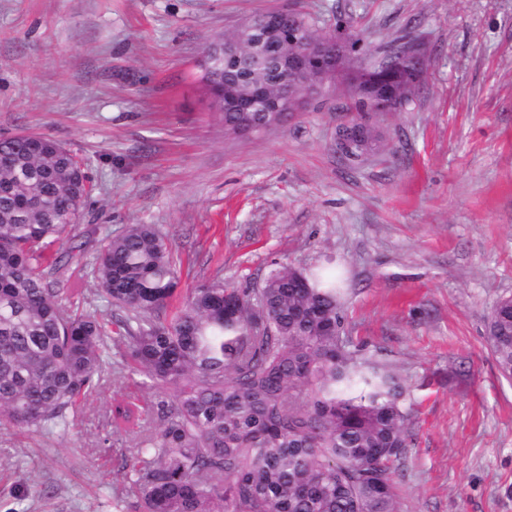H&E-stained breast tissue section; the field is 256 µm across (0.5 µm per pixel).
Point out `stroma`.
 I'll return each mask as SVG.
<instances>
[{
    "mask_svg": "<svg viewBox=\"0 0 512 512\" xmlns=\"http://www.w3.org/2000/svg\"><path fill=\"white\" fill-rule=\"evenodd\" d=\"M295 8L320 30L353 19L365 53L407 30L429 59L378 148L334 145L340 92L286 126L225 132L199 82L205 41ZM44 134L91 192L75 244L94 268L131 224L166 234L181 285L258 286L280 265L346 278V333L406 379L416 419L393 475L402 512H512V380L485 320L512 293V0H0V137ZM170 393L122 370L68 431L0 421V512H128L120 399Z\"/></svg>",
    "mask_w": 512,
    "mask_h": 512,
    "instance_id": "1",
    "label": "stroma"
}]
</instances>
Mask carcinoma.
<instances>
[{"label":"carcinoma","mask_w":512,"mask_h":512,"mask_svg":"<svg viewBox=\"0 0 512 512\" xmlns=\"http://www.w3.org/2000/svg\"><path fill=\"white\" fill-rule=\"evenodd\" d=\"M261 43L258 66L226 53L238 30L206 42L216 84L264 82L275 104L286 87L312 81L283 59L319 37L307 17L280 11L243 23ZM330 34L336 70L346 73L343 111L357 114L360 153L378 135L367 116L412 92L428 69L403 34L357 67L348 55L363 41L346 20ZM0 417L50 433L69 423L80 397L97 391L110 368V344L124 346L130 378L172 394L157 426L132 445L126 474L133 512H401L393 472L409 446L412 406L395 368L361 353L345 336L343 280L333 267L271 270L256 288L222 280L186 291L168 240L151 224H131L106 240L92 271L77 278L80 248H64L89 195L84 164L37 133L0 137ZM98 296L126 312L74 310ZM500 374L512 378V296L501 297L486 326ZM122 400L115 427L141 418Z\"/></svg>","instance_id":"1"}]
</instances>
